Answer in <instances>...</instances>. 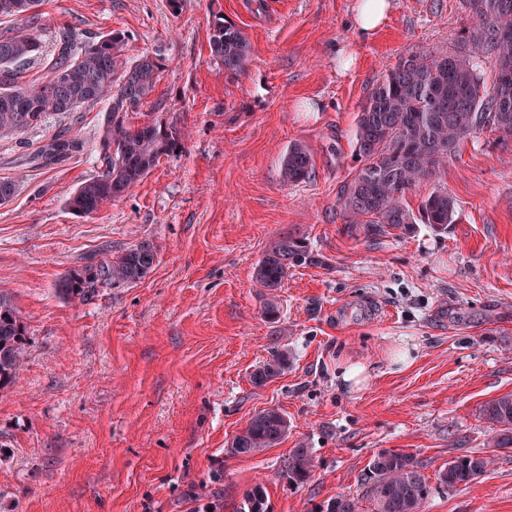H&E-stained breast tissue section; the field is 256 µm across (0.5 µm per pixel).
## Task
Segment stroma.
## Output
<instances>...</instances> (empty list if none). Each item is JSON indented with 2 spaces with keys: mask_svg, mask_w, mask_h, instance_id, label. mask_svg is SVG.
<instances>
[{
  "mask_svg": "<svg viewBox=\"0 0 512 512\" xmlns=\"http://www.w3.org/2000/svg\"><path fill=\"white\" fill-rule=\"evenodd\" d=\"M354 0H42L46 76L59 34L120 30L127 63L151 55L155 86L132 124L179 117L183 147L127 196L80 217L65 206L99 174L103 104L52 114L0 138V178L22 186L0 205V291L27 326L16 384L0 392V512H192L188 490L233 507L255 486L269 512H312L364 495L371 458L393 449L424 461L421 512H512V449L451 490L448 459L486 448L488 400L512 392V140L473 134L438 178L407 193L418 210L440 189L454 221L375 238L351 232L341 189L360 167L361 106L400 59L452 52L475 23L465 0H391L385 25L360 39ZM222 16L250 43L233 76L210 56ZM356 56L341 71L338 50ZM62 128L84 149L48 166L31 153ZM313 158L309 179L281 177L290 144ZM306 239L327 266L292 268L268 321L255 268L281 236ZM150 243L151 273L85 302L56 286L87 258ZM287 345L284 373L252 376ZM361 368L359 383L343 374ZM281 408L287 436L255 456L229 455L259 411ZM319 466L289 482L288 457ZM317 461L310 448L299 446L294 448L288 457V478L295 483H304L314 474Z\"/></svg>",
  "mask_w": 512,
  "mask_h": 512,
  "instance_id": "35a3bbf8",
  "label": "stroma"
}]
</instances>
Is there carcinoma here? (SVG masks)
I'll return each mask as SVG.
<instances>
[{"label": "carcinoma", "mask_w": 512, "mask_h": 512, "mask_svg": "<svg viewBox=\"0 0 512 512\" xmlns=\"http://www.w3.org/2000/svg\"><path fill=\"white\" fill-rule=\"evenodd\" d=\"M480 23L461 35L456 49L436 56L422 50L401 59L373 89L362 105L355 131L356 154L362 162L341 196L346 223L369 236L392 229L402 232L417 223L439 230L453 223L455 200L438 190L425 198L414 214L404 203L406 194L440 173L448 156L472 134L487 128L512 137V0H466ZM16 17L29 28L0 39V135L32 126L29 113L41 117L73 112L84 104L102 103L105 117L100 134L99 159L102 174L83 182L65 201L75 215H91L129 194L163 157L183 146L178 121L172 127L143 123L135 126L136 114L155 84L157 62L149 55L127 66L123 51L128 37L109 31L85 45L70 31L60 35L57 55L50 62V78L24 81L20 67L40 44L30 29L38 24L39 11L18 10ZM210 56L237 75L244 71L249 44L243 32L214 17L209 40ZM493 60L494 80L486 83L484 65ZM69 74L65 89L55 86L56 74ZM112 147V157L103 154ZM83 148V142L68 131L55 134L33 159L57 163ZM312 156L306 145L293 143L282 161L286 183L309 178ZM156 250L141 244L120 256L89 263L82 271L64 277L58 292L81 302L103 287L136 283L153 269ZM324 266L327 261L313 252L304 238L287 234L265 253L255 268V279L269 298L264 314L278 317L275 292L300 265ZM26 328L12 299L0 293V390L13 385L26 356ZM288 348H278L253 374L259 385L288 369ZM490 424L493 448H512V393L486 402L482 408ZM288 417L280 408H268L250 419L230 445L233 456H251L272 448L288 434ZM479 452L456 456L438 471L437 479L448 489L468 484L493 464ZM317 464L311 449L300 446L288 457V478L304 483ZM421 464L402 451L385 450L367 465L365 497L371 512H419L430 494ZM233 512H269L266 496L256 488ZM319 512H361L359 499L340 494L319 506Z\"/></svg>", "instance_id": "cac0c4a2"}]
</instances>
